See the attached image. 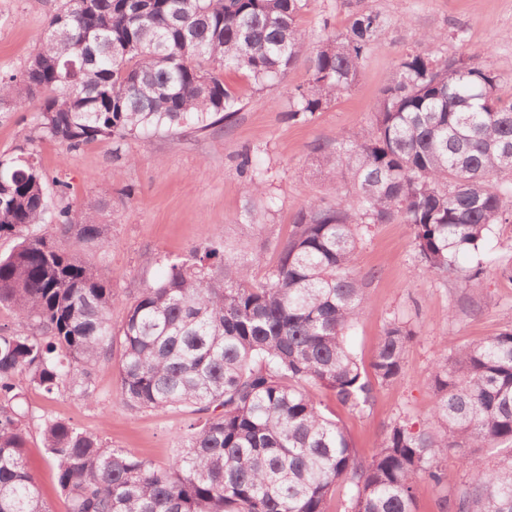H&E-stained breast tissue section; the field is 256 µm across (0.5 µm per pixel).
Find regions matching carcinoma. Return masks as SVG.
Returning a JSON list of instances; mask_svg holds the SVG:
<instances>
[{
  "instance_id": "obj_1",
  "label": "carcinoma",
  "mask_w": 512,
  "mask_h": 512,
  "mask_svg": "<svg viewBox=\"0 0 512 512\" xmlns=\"http://www.w3.org/2000/svg\"><path fill=\"white\" fill-rule=\"evenodd\" d=\"M310 0H63L18 75L0 76V100L39 102V138L69 150L110 139L115 150L145 134L207 130L241 100L222 72L243 70L257 89L282 80L299 57L307 85L288 89L287 118L306 122L356 82L386 25L361 8L346 32L314 46L298 18ZM502 74L472 57L442 62L405 55L367 129L318 143L322 172L352 194L312 200L277 244L273 269L255 279L254 241L215 239L168 263L136 289L119 328L105 269L82 258L108 245L96 210L47 205L48 177L32 152L0 155V305L18 326L0 330V512H51L26 469L22 385L94 400L93 367L120 356L122 404L189 408L190 432L164 465L45 416L46 453L68 512H417L415 486L441 484L440 458L456 448L469 481L448 512H512V328L448 348L432 371L433 426L386 429L371 459L325 415L312 389L350 409L370 406L398 380L414 331L396 319L367 374L346 334L368 304L355 275L360 229L398 221L411 229L421 265L443 281L482 279L463 267L488 232L512 224V97ZM248 193L263 194L253 158ZM54 226L52 234L33 227ZM66 238L71 249L59 247ZM475 448H502L494 465Z\"/></svg>"
}]
</instances>
